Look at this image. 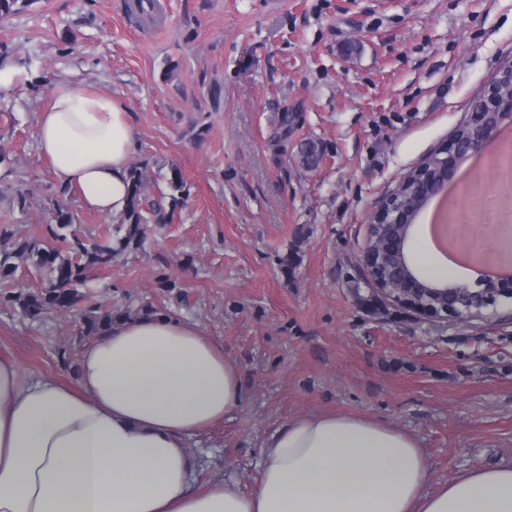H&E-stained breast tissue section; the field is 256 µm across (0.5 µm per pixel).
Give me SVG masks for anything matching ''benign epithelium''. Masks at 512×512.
I'll list each match as a JSON object with an SVG mask.
<instances>
[{"label":"benign epithelium","mask_w":512,"mask_h":512,"mask_svg":"<svg viewBox=\"0 0 512 512\" xmlns=\"http://www.w3.org/2000/svg\"><path fill=\"white\" fill-rule=\"evenodd\" d=\"M512 118V58L474 102L464 121L469 137L451 135L444 144L400 179L394 190L370 213L366 224L361 271L368 290L379 300L435 322H466L499 315L512 306V225H493L496 252L511 258L501 274L480 276L472 285L431 284L410 264L406 252L414 220L448 185L459 160L481 152L505 119ZM410 186L403 193L401 188Z\"/></svg>","instance_id":"1"}]
</instances>
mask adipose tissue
Returning <instances> with one entry per match:
<instances>
[{"label": "adipose tissue", "instance_id": "1", "mask_svg": "<svg viewBox=\"0 0 512 512\" xmlns=\"http://www.w3.org/2000/svg\"><path fill=\"white\" fill-rule=\"evenodd\" d=\"M38 147L81 207L126 210L137 141L122 102L56 90ZM240 399L223 345L175 316L113 321L84 347L73 385L25 378L0 351V512H512V462L430 491L414 438L342 413L288 420L265 444L254 491L197 486L184 441Z\"/></svg>", "mask_w": 512, "mask_h": 512}]
</instances>
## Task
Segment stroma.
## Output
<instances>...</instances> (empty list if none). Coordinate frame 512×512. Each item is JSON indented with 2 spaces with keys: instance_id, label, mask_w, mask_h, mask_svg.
I'll use <instances>...</instances> for the list:
<instances>
[{
  "instance_id": "obj_1",
  "label": "stroma",
  "mask_w": 512,
  "mask_h": 512,
  "mask_svg": "<svg viewBox=\"0 0 512 512\" xmlns=\"http://www.w3.org/2000/svg\"><path fill=\"white\" fill-rule=\"evenodd\" d=\"M152 2L139 23L129 0H27L0 17V224L44 237L62 197L79 236L112 232L38 148V114L65 85L124 103L148 199L167 200L175 169L190 188L170 222L91 273L80 309L0 307V348L27 378L73 384L84 311L198 325L238 365L242 395L185 441L202 485L254 490L268 438L314 413L410 435L432 489L511 460L512 321H423L367 306L350 279L372 210L512 57V0ZM308 140L323 149L315 168Z\"/></svg>"
}]
</instances>
